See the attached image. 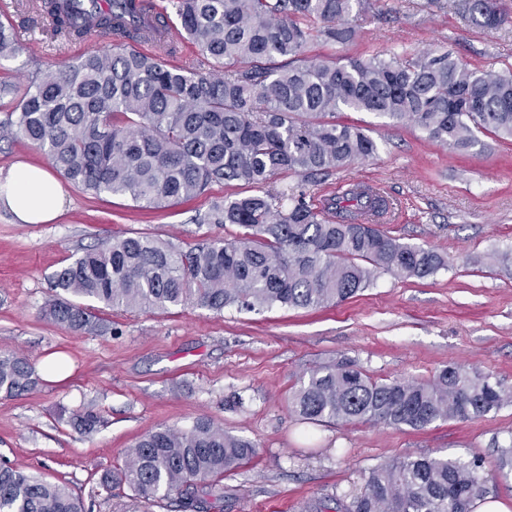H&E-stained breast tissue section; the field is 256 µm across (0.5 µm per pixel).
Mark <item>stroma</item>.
I'll list each match as a JSON object with an SVG mask.
<instances>
[{
	"mask_svg": "<svg viewBox=\"0 0 512 512\" xmlns=\"http://www.w3.org/2000/svg\"><path fill=\"white\" fill-rule=\"evenodd\" d=\"M22 44L0 59V81L19 84L35 68L59 70L106 40L56 39L31 0H0ZM355 38H313L311 56L408 57L451 51L468 67L512 68V22L484 30L458 0H374L353 13ZM368 129L376 154L307 183L312 197L373 181L396 205L380 221L402 242L446 255L448 269L423 279L380 275L354 297L318 309L237 307L216 313L194 304L163 313L96 307L106 330L76 333L42 315L50 278L90 246L144 234L181 245L235 234L234 225L203 224L214 202L248 194L239 182L212 184L175 206L145 209L124 196L65 185L66 205L47 224H18L0 210V354L35 365L37 386L0 395V460L69 487L87 512H170L127 486L101 485L129 447L159 428L189 429L208 419L254 442L258 454L226 474L223 512H337L364 475L409 455L482 462L484 495L512 508V475L495 465L512 443V405L468 421H437L421 430L359 423H305L288 397L314 369L348 358L375 379L428 382L463 364L512 386V139L481 136L466 150L432 141L421 128L368 112L341 113ZM101 419L86 434L78 414Z\"/></svg>",
	"mask_w": 512,
	"mask_h": 512,
	"instance_id": "stroma-1",
	"label": "stroma"
}]
</instances>
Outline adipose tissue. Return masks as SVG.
Returning <instances> with one entry per match:
<instances>
[{"label": "adipose tissue", "instance_id": "obj_1", "mask_svg": "<svg viewBox=\"0 0 512 512\" xmlns=\"http://www.w3.org/2000/svg\"><path fill=\"white\" fill-rule=\"evenodd\" d=\"M65 202L62 186L42 167L16 164L0 183V209L10 211L19 224L51 222Z\"/></svg>", "mask_w": 512, "mask_h": 512}]
</instances>
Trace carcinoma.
Instances as JSON below:
<instances>
[{
  "label": "carcinoma",
  "mask_w": 512,
  "mask_h": 512,
  "mask_svg": "<svg viewBox=\"0 0 512 512\" xmlns=\"http://www.w3.org/2000/svg\"><path fill=\"white\" fill-rule=\"evenodd\" d=\"M33 0L55 34L114 41L65 70L37 68L20 86L4 85L0 139L44 150L69 183L95 194L127 196L162 208L241 182L258 192L212 205L204 222L233 224L230 238L183 247L147 235L114 236L52 276L45 316L74 331L100 319L85 304L163 312L191 302L213 312L237 306L320 308L341 303L382 274L426 278L448 268L432 249L403 243L376 224L388 203L357 184L317 206L306 181L372 156L375 141L336 121L345 110L411 122L451 148L477 134L512 137V70H471L452 53L411 58L308 56L313 36L345 44L348 17L368 0H174L178 36L196 44L201 64H168L162 52H138L135 0ZM484 30L509 21L498 0H459ZM319 22L316 29L311 24ZM19 51L13 27L0 22V58ZM281 171L301 178L287 187ZM39 382L23 354L0 355V393L17 396ZM512 403V386L464 365L434 380H376L349 359L313 370L292 392L300 420L384 423L422 429L468 420ZM257 455L249 440L201 419L187 431L159 428L128 449L123 467L102 477L175 512L222 508L224 474ZM478 461L408 456L364 475L346 512H472L483 493ZM0 512H85L70 489L0 465Z\"/></svg>",
  "instance_id": "carcinoma-1"
}]
</instances>
